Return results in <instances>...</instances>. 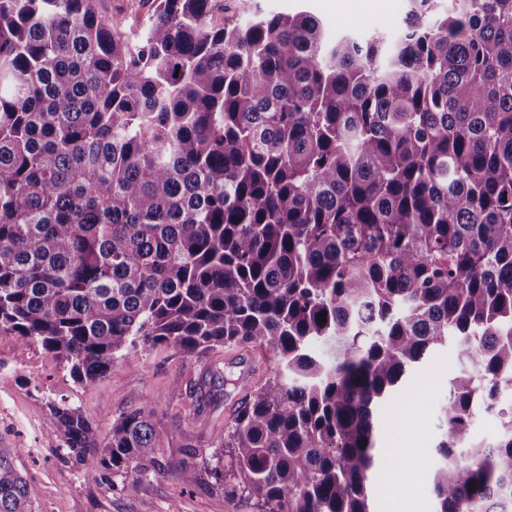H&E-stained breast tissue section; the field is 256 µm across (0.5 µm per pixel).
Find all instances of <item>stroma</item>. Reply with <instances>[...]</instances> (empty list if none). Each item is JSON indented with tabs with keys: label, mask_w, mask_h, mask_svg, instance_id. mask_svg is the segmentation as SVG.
Wrapping results in <instances>:
<instances>
[{
	"label": "stroma",
	"mask_w": 512,
	"mask_h": 512,
	"mask_svg": "<svg viewBox=\"0 0 512 512\" xmlns=\"http://www.w3.org/2000/svg\"><path fill=\"white\" fill-rule=\"evenodd\" d=\"M243 22L256 11L318 16L332 37L396 35L408 0H230ZM273 363L262 347L227 346L207 357L187 359L167 344L138 347L111 377L78 384L40 345L0 335V447L18 449L16 466L27 481L35 512H256L247 499L225 494L209 471L242 403L265 381ZM455 347L430 356L403 389L416 405L418 436L398 482L416 512H435L432 473L443 434L442 408L448 382L467 371ZM65 397L80 405L101 435L121 414L150 403L162 433L159 469L149 470L137 494H127L121 476L80 461L60 449L46 427L47 402ZM201 478L183 480L185 463Z\"/></svg>",
	"instance_id": "1"
}]
</instances>
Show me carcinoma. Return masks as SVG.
<instances>
[{
	"mask_svg": "<svg viewBox=\"0 0 512 512\" xmlns=\"http://www.w3.org/2000/svg\"><path fill=\"white\" fill-rule=\"evenodd\" d=\"M108 2L0 0V333L79 384L140 344L267 347L224 439L258 512H371L374 414L451 343L436 512H512V0H409L388 43L224 0L124 30ZM47 409L127 493L159 465L153 410L102 439ZM478 411L498 436L466 446ZM17 454L0 512H34Z\"/></svg>",
	"mask_w": 512,
	"mask_h": 512,
	"instance_id": "cac0c4a2",
	"label": "carcinoma"
}]
</instances>
